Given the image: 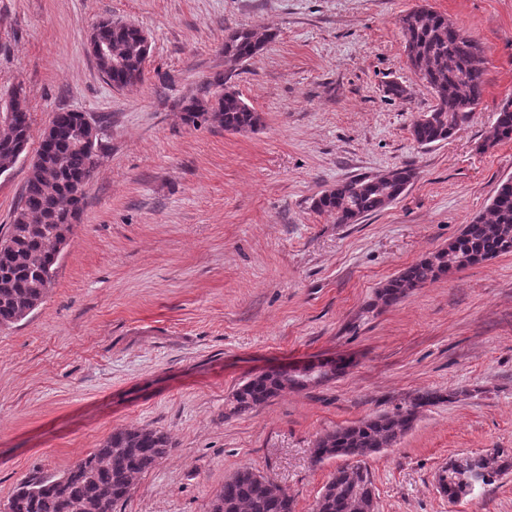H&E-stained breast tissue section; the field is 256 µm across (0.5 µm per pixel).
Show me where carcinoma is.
Segmentation results:
<instances>
[{
  "mask_svg": "<svg viewBox=\"0 0 512 512\" xmlns=\"http://www.w3.org/2000/svg\"><path fill=\"white\" fill-rule=\"evenodd\" d=\"M407 62L433 92L436 104L430 119L416 120L411 136L430 146L456 135L470 120L485 90L484 50L464 35L447 16L427 4H418L398 19ZM94 38L109 47L96 65L112 85L134 86L142 81L150 51L141 28L102 19L93 26ZM275 34L260 28L237 29L224 40L226 75L204 84L200 93L181 104L183 120L194 127L227 132L256 133L263 120L240 94L227 85V75L258 56ZM53 133L42 138L30 165L21 205L0 237V327L27 318L43 302L52 283L61 249L73 232L70 218L84 206L98 166L100 135H81L82 113L59 111L51 122ZM512 139V102L496 113L490 134L479 150L485 152ZM30 140L27 99L20 86L0 105V175L12 170ZM415 178L410 167L387 174L351 179L326 190L313 200L318 212L332 214L338 224H355L399 199ZM490 218L475 217L448 245L409 265L385 282L378 300L391 305L418 288L439 280L455 269L488 262L512 253V178L502 181L489 205ZM285 389L299 386L280 370L254 376L231 396L230 411L248 414ZM441 400L436 391L418 393L410 405L338 427L320 436L313 448L316 463L346 457L351 462L331 474L313 505V512H377L372 480L361 461L383 448H391L413 427L420 409ZM172 448L168 435L149 427L118 428L99 448L62 474L32 475L11 495L8 512H115L134 488L135 480L152 469ZM512 469V451L455 460L438 474L437 483L456 498L469 491L460 476H482V485L494 484ZM294 499L266 475L242 467L224 480L210 503V512H294Z\"/></svg>",
  "mask_w": 512,
  "mask_h": 512,
  "instance_id": "1",
  "label": "carcinoma"
}]
</instances>
